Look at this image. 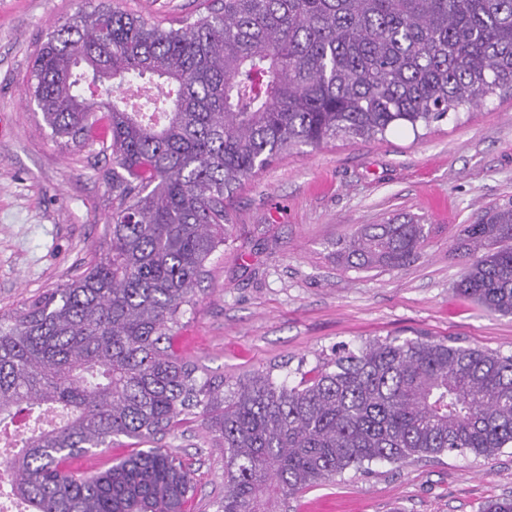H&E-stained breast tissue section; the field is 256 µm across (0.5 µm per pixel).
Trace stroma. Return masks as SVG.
<instances>
[{"label": "stroma", "instance_id": "obj_1", "mask_svg": "<svg viewBox=\"0 0 512 512\" xmlns=\"http://www.w3.org/2000/svg\"><path fill=\"white\" fill-rule=\"evenodd\" d=\"M88 0H0V314L66 282L102 241L112 205L109 156L56 143L25 97L48 31ZM207 0H123L144 17H193ZM512 204V93L433 123L421 137L336 140L281 156L236 190L234 227L175 339L179 353L232 387L253 371L275 380L313 368L342 344L422 332L512 352V316L458 295L462 225ZM416 216L427 245L405 266L356 271L336 243L365 224ZM187 422L169 435L195 473L185 512H215L224 453ZM512 496V447L405 467L371 464L307 489L293 512H480Z\"/></svg>", "mask_w": 512, "mask_h": 512}]
</instances>
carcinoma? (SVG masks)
I'll use <instances>...</instances> for the list:
<instances>
[{
    "label": "carcinoma",
    "mask_w": 512,
    "mask_h": 512,
    "mask_svg": "<svg viewBox=\"0 0 512 512\" xmlns=\"http://www.w3.org/2000/svg\"><path fill=\"white\" fill-rule=\"evenodd\" d=\"M144 78L156 91L129 101L123 83ZM505 88L512 0H211L176 27L102 0L50 32L27 95L52 138L112 158V213L83 270L0 315V438L17 448L0 494L27 512H184L193 472L163 439L192 419L224 451L216 512H290L351 469L512 446V353L374 339L226 394L173 348L242 181L301 146L417 135ZM429 233L365 224L336 257L400 268ZM457 250V293L511 316L512 205L463 225ZM125 439L137 449L111 466L71 468Z\"/></svg>",
    "instance_id": "obj_1"
}]
</instances>
